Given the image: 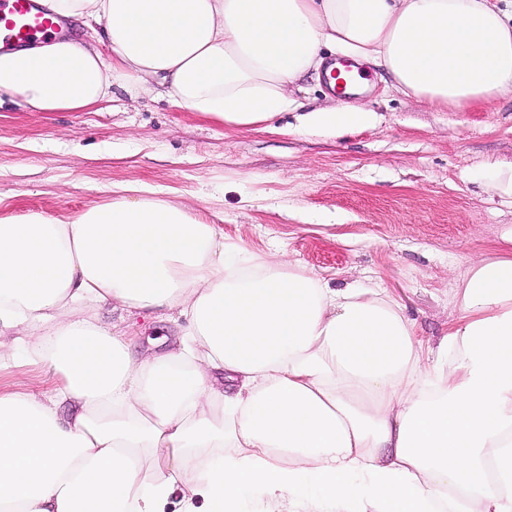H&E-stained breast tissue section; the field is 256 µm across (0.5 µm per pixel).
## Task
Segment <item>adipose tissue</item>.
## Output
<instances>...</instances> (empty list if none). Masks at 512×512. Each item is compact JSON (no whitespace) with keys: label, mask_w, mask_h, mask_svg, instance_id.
Returning <instances> with one entry per match:
<instances>
[{"label":"adipose tissue","mask_w":512,"mask_h":512,"mask_svg":"<svg viewBox=\"0 0 512 512\" xmlns=\"http://www.w3.org/2000/svg\"><path fill=\"white\" fill-rule=\"evenodd\" d=\"M100 25L0 52V97L78 112L146 79L237 130L291 110V85L348 63L466 110L512 96V0H40ZM372 112L317 109L345 134ZM216 226L150 197L68 221L0 217V362L52 366L0 393V512H512V259L475 263L459 317L425 347L376 288L242 260ZM186 320L144 361L98 307Z\"/></svg>","instance_id":"obj_1"}]
</instances>
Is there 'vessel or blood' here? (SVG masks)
<instances>
[{"mask_svg":"<svg viewBox=\"0 0 512 512\" xmlns=\"http://www.w3.org/2000/svg\"><path fill=\"white\" fill-rule=\"evenodd\" d=\"M59 28L57 18L40 9L36 0H0V50L50 39Z\"/></svg>","mask_w":512,"mask_h":512,"instance_id":"1","label":"vessel or blood"}]
</instances>
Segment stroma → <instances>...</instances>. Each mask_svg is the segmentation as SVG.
Instances as JSON below:
<instances>
[{
  "label": "stroma",
  "instance_id": "obj_1",
  "mask_svg": "<svg viewBox=\"0 0 512 512\" xmlns=\"http://www.w3.org/2000/svg\"><path fill=\"white\" fill-rule=\"evenodd\" d=\"M357 104L374 124L334 137L303 129L327 105V81L292 89L299 110L276 132H232L173 107L146 86L81 112L0 107V216L68 219L115 197L181 201L225 241L285 256L331 286L380 288L437 346L457 314L451 290L512 228V197L486 187L487 167H512V97L458 112L396 92L386 72ZM129 326L144 358L177 339L175 324L101 310ZM54 378L35 361L0 370V391L37 392Z\"/></svg>",
  "mask_w": 512,
  "mask_h": 512
}]
</instances>
